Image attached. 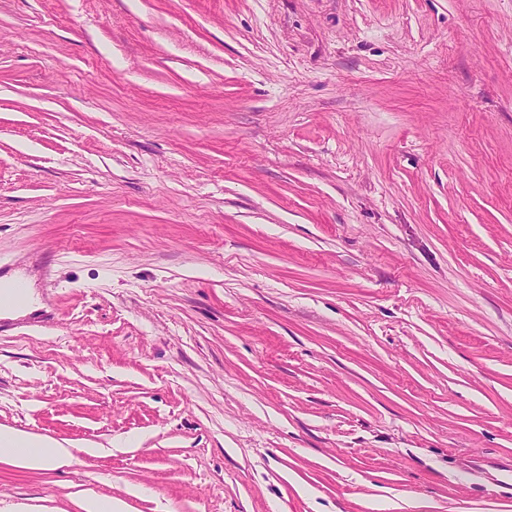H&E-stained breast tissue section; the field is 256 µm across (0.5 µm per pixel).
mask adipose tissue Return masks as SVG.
<instances>
[{
	"instance_id": "ef3b65f1",
	"label": "adipose tissue",
	"mask_w": 512,
	"mask_h": 512,
	"mask_svg": "<svg viewBox=\"0 0 512 512\" xmlns=\"http://www.w3.org/2000/svg\"><path fill=\"white\" fill-rule=\"evenodd\" d=\"M0 458L16 461L28 469L42 470L70 462L68 448L53 440L33 437L27 433L0 428Z\"/></svg>"
}]
</instances>
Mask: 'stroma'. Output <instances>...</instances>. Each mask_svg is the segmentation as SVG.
Returning a JSON list of instances; mask_svg holds the SVG:
<instances>
[{
	"mask_svg": "<svg viewBox=\"0 0 512 512\" xmlns=\"http://www.w3.org/2000/svg\"><path fill=\"white\" fill-rule=\"evenodd\" d=\"M0 512H512V0H0ZM15 282H20L24 288H9ZM3 285V308L1 307V310L5 317L23 316L39 308L36 305L34 290L29 280L14 276L5 279ZM0 458L16 461L28 469L42 470L70 462L69 448L53 440L33 437L11 428H0Z\"/></svg>",
	"mask_w": 512,
	"mask_h": 512,
	"instance_id": "1",
	"label": "stroma"
}]
</instances>
